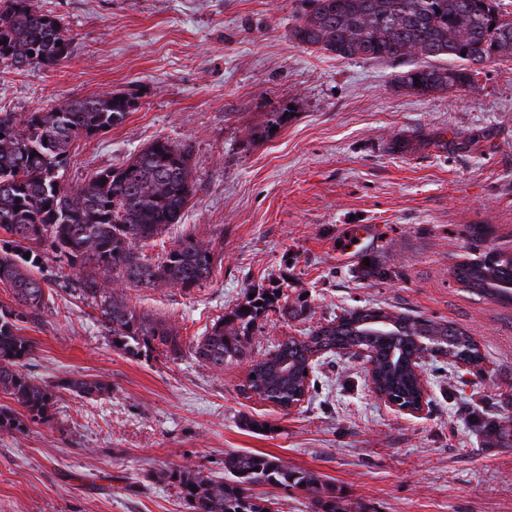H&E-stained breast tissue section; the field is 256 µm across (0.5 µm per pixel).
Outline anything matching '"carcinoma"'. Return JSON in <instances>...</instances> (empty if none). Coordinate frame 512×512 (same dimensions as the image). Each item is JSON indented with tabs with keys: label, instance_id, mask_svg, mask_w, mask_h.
Wrapping results in <instances>:
<instances>
[{
	"label": "carcinoma",
	"instance_id": "cac0c4a2",
	"mask_svg": "<svg viewBox=\"0 0 512 512\" xmlns=\"http://www.w3.org/2000/svg\"><path fill=\"white\" fill-rule=\"evenodd\" d=\"M303 2L290 29L294 40L346 59H415L394 81L418 94L470 88L483 66L512 62V14L501 9V0ZM71 44L62 20L42 12L34 0H0L1 63L17 70L52 69L70 57ZM445 59L458 65L439 64ZM131 107L128 98L109 92L23 118L0 112V229L10 236L0 247V284L13 292L20 307L18 312H0V394L33 420L48 416L58 389L87 398L109 391L99 380L38 384L22 370L32 342L19 334L15 319L48 303L44 278L34 274L44 258L43 247L72 269L92 267L79 290L98 311L97 321L112 333V342L129 353L144 347L176 355L181 337L175 327L148 322L130 309L112 284L122 278L146 287L187 290L210 276L208 243L185 238L156 262L144 261L137 251L139 243L181 223L195 197L187 147L158 139L123 165L99 170L76 188L65 183L70 146L122 123ZM453 275L481 297L512 300L511 253L491 251L458 263ZM278 301L279 289H258L254 298L215 321L192 349L198 361L219 370L233 362L251 364L244 391L284 409L303 395L310 358L336 348L369 352L379 393L407 403L418 399L411 359L428 353L475 365L482 360L472 337L446 321L370 307L349 311L303 340L289 337L256 359L250 336L262 314ZM0 429L21 432L23 422L1 406ZM224 471L230 477L215 480L199 469L174 466L161 480L180 487L190 512H264L268 500L254 493L258 486L304 489L314 494L317 512H349L334 486L270 455L230 454L224 458Z\"/></svg>",
	"mask_w": 512,
	"mask_h": 512
}]
</instances>
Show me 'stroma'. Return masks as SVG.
<instances>
[{"label":"stroma","instance_id":"obj_1","mask_svg":"<svg viewBox=\"0 0 512 512\" xmlns=\"http://www.w3.org/2000/svg\"><path fill=\"white\" fill-rule=\"evenodd\" d=\"M37 3L63 20L72 55L53 71L0 63V112L126 94L134 107L120 125L71 146L69 184L158 138L188 146L196 195L142 253L155 260L192 237L211 243L214 259L187 291L119 288L134 311L177 328V357L114 347L78 290L80 272L43 262L50 304L17 322L33 344L25 372L110 390L58 391L48 420L0 430V512H188L162 472L185 465L218 478L229 452L313 472L351 512H512V304L450 273L491 248L512 253V63L485 68L473 89L421 96L394 81L405 62L293 40L302 0ZM276 112L289 118L267 132ZM355 215L382 242L344 263L336 242ZM477 224L485 239L472 237ZM272 286L305 294L308 307L262 319L255 357L373 306L455 324L484 371L425 359L427 404L414 415L374 392L365 357L324 356L304 400L283 409L244 392L248 364L218 370L189 350L252 290Z\"/></svg>","mask_w":512,"mask_h":512}]
</instances>
